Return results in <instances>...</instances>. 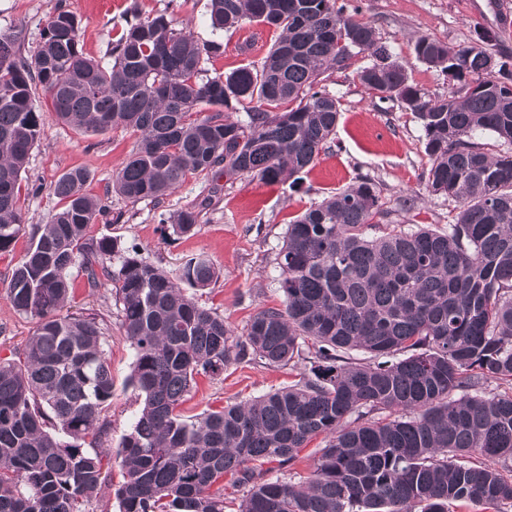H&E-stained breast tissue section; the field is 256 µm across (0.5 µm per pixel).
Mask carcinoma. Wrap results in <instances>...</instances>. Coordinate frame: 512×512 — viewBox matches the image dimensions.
I'll list each match as a JSON object with an SVG mask.
<instances>
[{
    "mask_svg": "<svg viewBox=\"0 0 512 512\" xmlns=\"http://www.w3.org/2000/svg\"><path fill=\"white\" fill-rule=\"evenodd\" d=\"M129 14L110 66L85 55L79 23L62 8L29 58L18 55L23 31L0 36V253L29 236L8 297L37 320L24 349L0 359V512H84L106 485L104 319L57 314L75 267L90 288L113 283L134 351L130 384L143 397L120 444L118 512H224L226 475L246 487L238 512H448L454 503L509 512L512 83L493 76L505 64L483 46L421 36L417 58L462 82L460 93L432 99L338 0H210L213 28L256 21L280 37L259 65L205 78L202 64L220 44L163 15L142 18L135 2ZM355 49L373 57L355 70L359 83L420 120L428 191L457 206L441 228L398 231L376 185L356 177L289 222L275 258L283 307L262 310L242 333L180 286L217 283L206 257L174 278L113 239L88 236L105 205L83 191L86 170L56 181L63 206L48 223H24L21 174L44 134L34 83L62 122L138 135L112 180L116 195L155 201L189 177L210 182L209 194L173 215L180 236L213 207L220 180L296 181L328 149L340 100L316 86L351 67ZM237 105L246 119H230ZM479 132L507 150L488 152L474 141ZM304 346L310 374L296 384L181 415L197 376L246 357L286 365ZM351 350L369 361H353ZM490 380L508 390L486 394ZM317 435L325 445L302 483L249 466H291Z\"/></svg>",
    "mask_w": 512,
    "mask_h": 512,
    "instance_id": "obj_1",
    "label": "carcinoma"
}]
</instances>
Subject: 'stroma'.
I'll use <instances>...</instances> for the list:
<instances>
[{"label": "stroma", "mask_w": 512, "mask_h": 512, "mask_svg": "<svg viewBox=\"0 0 512 512\" xmlns=\"http://www.w3.org/2000/svg\"><path fill=\"white\" fill-rule=\"evenodd\" d=\"M356 7V20L372 25L407 68L409 80L432 98L457 91L459 84L440 69L419 61L414 52L419 37L427 36L451 46L485 43L491 52L507 55L512 72V0H347ZM143 14L165 15L172 26L187 30L202 42L220 43L221 50L206 60L205 76L229 74L260 64L278 37L275 30L245 23L230 31L213 30L208 20V0H0V35L23 31V55H33L56 9L77 19L86 55L111 65L107 48L123 28L131 4ZM369 54L352 60L351 69L329 71L320 84L339 97L341 115L330 149L320 153L298 186L268 184L242 176L224 183L214 211L205 215L188 236L173 235L165 220L191 205L207 187L204 177L188 179L162 200L126 202L112 193V178L133 150L137 137L116 128L103 134L82 132L58 121L51 108L41 118L44 134L34 145L21 180V204L29 224H44L61 206L54 184L67 170L85 168L91 173L85 193L108 197V210L88 229L94 238H116L123 249H137L171 274H179L188 257L203 254L221 269L216 285L200 299L213 307L236 330H244L259 311L280 306L279 270L274 258L283 243L287 225L311 203L342 190L359 175L377 185L393 223L443 225L451 201L426 189L430 166L424 152L421 123L399 101L381 102L368 95L354 77L355 68L367 65ZM412 198L411 210L399 201ZM26 240L0 254V358L22 350L35 328V319L15 310L6 286L21 261ZM73 291L63 310L96 313L103 317L112 373V405L108 443L119 448L141 406L142 398L131 386L133 349L121 324L111 289L87 287L81 273L72 276ZM310 364L296 357L290 365L271 367L244 359L228 364L223 374L199 377L181 405L182 415L192 417L207 410L244 402L299 381Z\"/></svg>", "instance_id": "1"}]
</instances>
